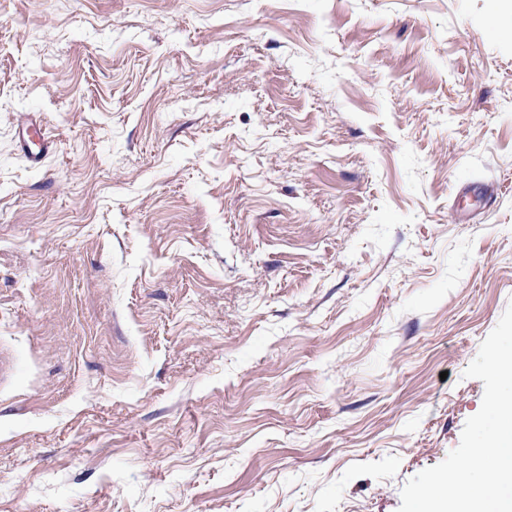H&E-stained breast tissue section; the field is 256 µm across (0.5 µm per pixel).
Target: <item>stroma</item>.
Wrapping results in <instances>:
<instances>
[{"label":"stroma","instance_id":"obj_1","mask_svg":"<svg viewBox=\"0 0 512 512\" xmlns=\"http://www.w3.org/2000/svg\"><path fill=\"white\" fill-rule=\"evenodd\" d=\"M493 28L512 0H0V512H398L512 304ZM21 147L32 164H39L48 154L52 141L40 118L26 117L20 130Z\"/></svg>","mask_w":512,"mask_h":512}]
</instances>
